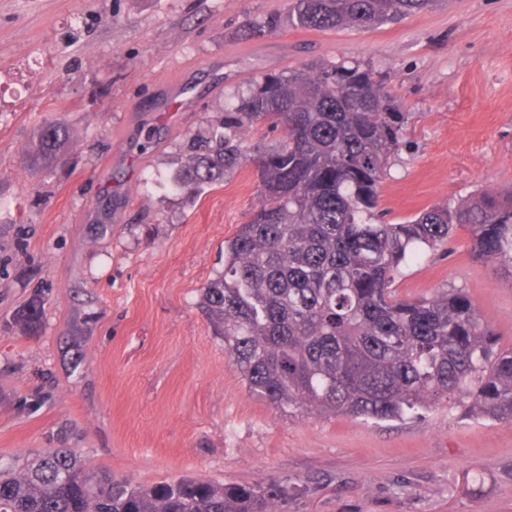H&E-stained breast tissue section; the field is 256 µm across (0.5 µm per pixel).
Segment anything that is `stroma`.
<instances>
[{"label":"stroma","mask_w":512,"mask_h":512,"mask_svg":"<svg viewBox=\"0 0 512 512\" xmlns=\"http://www.w3.org/2000/svg\"><path fill=\"white\" fill-rule=\"evenodd\" d=\"M290 0H0V464L71 449L135 484L190 476L281 492L279 512H512V421L458 395L404 420L280 412L252 396L198 306L261 201L253 156L173 191L188 142L265 74L356 61L407 114L385 219L512 189V0H441L371 30L293 26ZM278 16L276 31L242 34ZM181 82L188 112L158 106ZM62 121L48 164L25 152ZM463 289L512 349V273L466 231L409 263L401 297ZM43 305L40 332L16 314Z\"/></svg>","instance_id":"1"}]
</instances>
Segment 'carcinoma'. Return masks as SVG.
I'll list each match as a JSON object with an SVG mask.
<instances>
[{
    "mask_svg": "<svg viewBox=\"0 0 512 512\" xmlns=\"http://www.w3.org/2000/svg\"><path fill=\"white\" fill-rule=\"evenodd\" d=\"M436 3L292 0V19L307 30H369ZM278 25L272 16L244 36ZM404 123L383 82L357 62L256 82L208 139L189 143L175 180L196 194L246 162L231 129L283 132L253 158L263 202L224 241V270L201 289L200 307L248 390L281 412L389 421L463 393L481 416L512 421V349L495 350L463 291L403 299L394 288L405 265L447 246L458 228L479 257L512 269V192L484 189L401 224L382 221L379 187ZM68 139L63 123L47 121L32 157L49 161ZM42 315L34 299L17 322L36 332ZM0 512H277V496L190 478L136 485L57 448L0 467Z\"/></svg>",
    "mask_w": 512,
    "mask_h": 512,
    "instance_id": "carcinoma-1",
    "label": "carcinoma"
}]
</instances>
